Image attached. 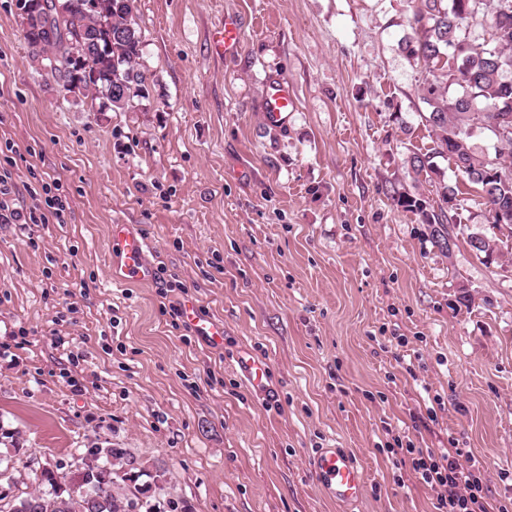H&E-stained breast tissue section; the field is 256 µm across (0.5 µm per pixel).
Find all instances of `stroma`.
<instances>
[{
    "label": "stroma",
    "instance_id": "35a3bbf8",
    "mask_svg": "<svg viewBox=\"0 0 512 512\" xmlns=\"http://www.w3.org/2000/svg\"><path fill=\"white\" fill-rule=\"evenodd\" d=\"M14 3L0 148L25 206L54 180L69 213L0 224V486L23 496L42 468L71 476L80 450L123 448L194 512H339L308 463L345 448L367 472L356 512H434L387 454L410 440L475 456L490 496L512 497V246L472 251L489 229L476 192L449 254L396 202L456 181L447 159L428 178L409 164L433 146L410 0H137L143 112L63 97ZM228 13L232 56L212 46ZM272 74L299 99L282 132L260 112ZM113 224L148 237L154 284L107 285ZM188 296L223 319V349L175 327ZM242 347L269 364L271 397L235 371Z\"/></svg>",
    "mask_w": 512,
    "mask_h": 512
}]
</instances>
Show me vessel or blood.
Segmentation results:
<instances>
[{
	"mask_svg": "<svg viewBox=\"0 0 512 512\" xmlns=\"http://www.w3.org/2000/svg\"><path fill=\"white\" fill-rule=\"evenodd\" d=\"M213 41L221 53L231 55L238 52L241 37L235 16L225 17L219 30L215 32ZM297 109V95L293 84L284 76H270L261 102L265 125L276 130L286 129ZM148 248V239L134 225H112L107 272L109 284L123 288L133 284L151 283L155 272L147 259ZM180 309L184 322L196 336L214 348L223 347L222 319L202 315L195 301L190 298L183 300ZM234 366L253 393L267 395L270 389L267 363L256 360L247 351L241 350L234 357ZM310 471L323 497L336 502L344 512H353L363 497L366 474L352 452L343 448L318 449L312 458Z\"/></svg>",
	"mask_w": 512,
	"mask_h": 512,
	"instance_id": "vessel-or-blood-1",
	"label": "vessel or blood"
}]
</instances>
